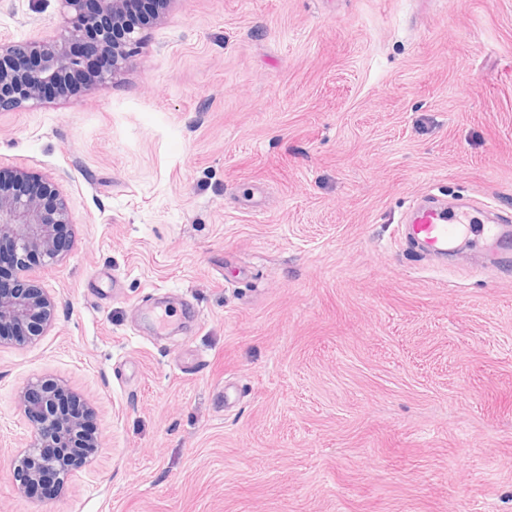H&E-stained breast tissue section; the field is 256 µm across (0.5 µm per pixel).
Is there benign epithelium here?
Instances as JSON below:
<instances>
[{"label": "benign epithelium", "mask_w": 512, "mask_h": 512, "mask_svg": "<svg viewBox=\"0 0 512 512\" xmlns=\"http://www.w3.org/2000/svg\"><path fill=\"white\" fill-rule=\"evenodd\" d=\"M61 22L56 34L42 41L0 44V112L25 108L47 100L68 98L81 86L102 55L111 66L98 83L114 82L125 71L142 40V30L164 18L162 6L171 0H141L142 21L128 19L130 0H60ZM14 174L0 181V238H9L19 270L32 256L54 262L70 247L63 228L67 208L54 185ZM54 301L43 291L20 285L14 294L0 296V346L42 335L50 325ZM61 386L49 381L28 384L20 405L34 426L28 450L20 457L17 476L25 487L48 485L67 473L66 465L44 448L98 447L92 411L74 414L64 408Z\"/></svg>", "instance_id": "benign-epithelium-1"}]
</instances>
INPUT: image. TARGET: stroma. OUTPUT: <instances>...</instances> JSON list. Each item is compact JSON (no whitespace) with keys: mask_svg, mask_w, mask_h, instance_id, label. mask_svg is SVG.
Returning <instances> with one entry per match:
<instances>
[{"mask_svg":"<svg viewBox=\"0 0 512 512\" xmlns=\"http://www.w3.org/2000/svg\"><path fill=\"white\" fill-rule=\"evenodd\" d=\"M58 17L0 0V43ZM0 169L71 239L0 347V512H512V262L402 226L512 219V0H171L121 80L0 112ZM40 378L99 437L50 500L16 476ZM459 212L422 205L414 211L409 221L410 235L430 251L446 254L448 246L456 249L458 242L469 237L471 219L464 211ZM14 294L0 296V346L41 336L50 325L54 301L43 291L19 283ZM19 334L14 335L13 329Z\"/></svg>","mask_w":512,"mask_h":512,"instance_id":"obj_1","label":"stroma"}]
</instances>
